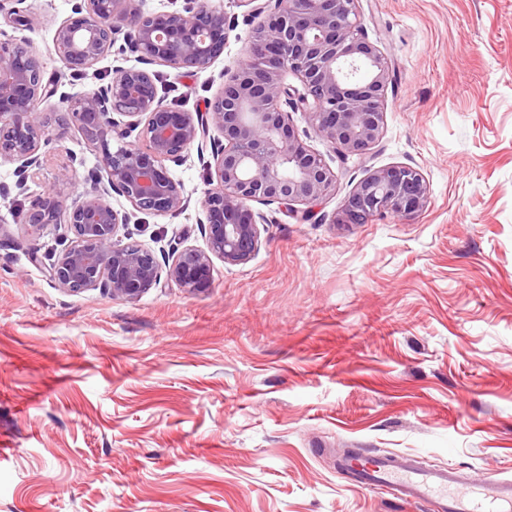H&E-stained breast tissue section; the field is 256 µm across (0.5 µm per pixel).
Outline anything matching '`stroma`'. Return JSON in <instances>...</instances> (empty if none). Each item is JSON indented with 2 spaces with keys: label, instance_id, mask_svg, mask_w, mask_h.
<instances>
[{
  "label": "stroma",
  "instance_id": "1",
  "mask_svg": "<svg viewBox=\"0 0 512 512\" xmlns=\"http://www.w3.org/2000/svg\"><path fill=\"white\" fill-rule=\"evenodd\" d=\"M76 0H0V38H29L64 92L139 67L124 40L76 76L52 50ZM207 70L153 65L168 102L205 111L255 26L248 0ZM392 81L379 141L340 163L311 221L263 207L259 249L213 262V285L137 298L58 288L42 262L57 225L29 231L37 196L89 189L100 151L78 128L41 146L18 189L0 164V512H426L336 464L372 448L512 479V0H358ZM423 174L407 222L334 221L370 171ZM72 170L61 180L63 170ZM189 197L129 230L159 261L205 247L206 173L171 166Z\"/></svg>",
  "mask_w": 512,
  "mask_h": 512
}]
</instances>
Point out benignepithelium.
Segmentation results:
<instances>
[{"label": "benign epithelium", "instance_id": "benign-epithelium-1", "mask_svg": "<svg viewBox=\"0 0 512 512\" xmlns=\"http://www.w3.org/2000/svg\"><path fill=\"white\" fill-rule=\"evenodd\" d=\"M258 20L245 58L226 69L206 112L164 103L156 75L118 66L112 80L70 98L55 136L76 126L101 151L103 175L68 201L54 191L36 198L26 223L64 226L67 245L48 266L49 277L69 293L100 288L127 299L159 285L161 273L190 293L212 286V257L245 263L258 249L261 214L251 203H277L301 219L330 197L335 175L301 137L293 113L304 115L317 138L341 160L363 159L383 130L388 59L367 39L358 0H249ZM229 22L208 0L181 10L147 13L141 0H80L56 29L53 51L75 74L110 52L118 36L146 64L172 69L209 68L224 52ZM291 73L300 81L285 83ZM44 81L41 60L26 38L0 42V163L16 165L17 185L40 166L50 123L38 102L57 95ZM117 113L124 117L118 121ZM219 136H210V128ZM136 135L138 145L110 149V141ZM207 172L202 206L206 248L174 251L163 270L154 253L132 240L131 215L112 207L117 194L154 215L187 205L181 182L167 163L183 164L192 146ZM210 157H205V151ZM427 203L422 173L392 165L371 171L334 217L336 224H366L377 216L411 219ZM304 209H298V206Z\"/></svg>", "mask_w": 512, "mask_h": 512}]
</instances>
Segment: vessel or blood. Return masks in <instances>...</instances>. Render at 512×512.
I'll use <instances>...</instances> for the list:
<instances>
[{"label": "vessel or blood", "mask_w": 512, "mask_h": 512, "mask_svg": "<svg viewBox=\"0 0 512 512\" xmlns=\"http://www.w3.org/2000/svg\"><path fill=\"white\" fill-rule=\"evenodd\" d=\"M361 485L424 505L428 512H512V479L422 466L398 453L366 451L347 464Z\"/></svg>", "instance_id": "obj_1"}]
</instances>
